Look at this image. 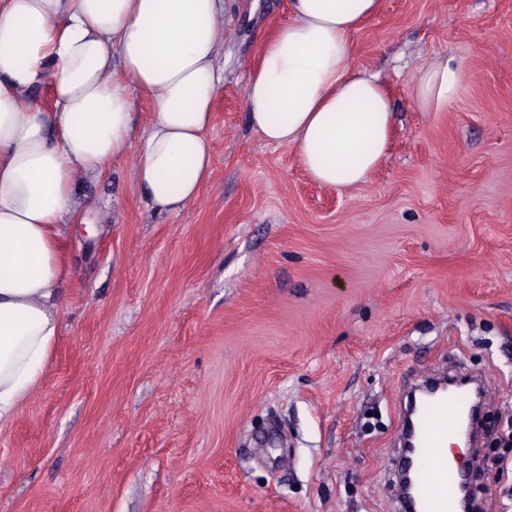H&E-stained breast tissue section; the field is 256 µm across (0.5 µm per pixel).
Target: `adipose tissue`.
<instances>
[{"label":"adipose tissue","instance_id":"1","mask_svg":"<svg viewBox=\"0 0 512 512\" xmlns=\"http://www.w3.org/2000/svg\"><path fill=\"white\" fill-rule=\"evenodd\" d=\"M226 0H0V429L41 384L69 268L64 221L131 148L139 97L152 106L134 171L156 212L193 203L212 172L208 130L224 80ZM382 0H289L244 88L251 127L290 146L317 183L367 184L393 132L387 86L351 61V36ZM464 67L437 56L412 79L421 111L444 112ZM49 86L42 103L37 88Z\"/></svg>","mask_w":512,"mask_h":512}]
</instances>
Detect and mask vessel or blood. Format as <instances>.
<instances>
[{"mask_svg": "<svg viewBox=\"0 0 512 512\" xmlns=\"http://www.w3.org/2000/svg\"><path fill=\"white\" fill-rule=\"evenodd\" d=\"M468 405L467 393L458 391L432 398L418 414L415 483L426 512H455L457 508L447 494L448 488L457 484V467L449 462L443 449Z\"/></svg>", "mask_w": 512, "mask_h": 512, "instance_id": "obj_1", "label": "vessel or blood"}]
</instances>
